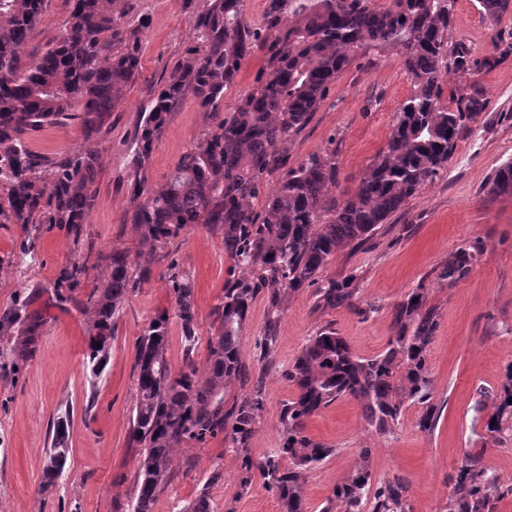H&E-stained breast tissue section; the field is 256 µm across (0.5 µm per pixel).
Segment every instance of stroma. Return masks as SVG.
Listing matches in <instances>:
<instances>
[{"instance_id": "obj_1", "label": "stroma", "mask_w": 512, "mask_h": 512, "mask_svg": "<svg viewBox=\"0 0 512 512\" xmlns=\"http://www.w3.org/2000/svg\"><path fill=\"white\" fill-rule=\"evenodd\" d=\"M118 6L131 15L147 16L149 26L142 35L140 73L124 88L101 137L85 140L79 121L73 120L45 127L30 142L33 150L49 156L88 146L100 152L102 170L83 241L75 242L64 228L44 225L34 255L24 257V225L0 224V312L24 301L47 319L36 352L20 374L0 372V512H131L133 504L139 462L129 439L134 346L158 311L174 307L166 266H154L126 299L102 378L94 386L86 367L90 315L79 302L105 279L97 253L117 248L133 257L139 250V235L128 220L132 204L123 157L142 105L164 83L192 31L184 0H119ZM68 10L66 0H47L25 55L40 53L60 34ZM508 32L512 15L494 25L477 0H457L448 41L464 44L473 57L481 58L492 53L497 35ZM475 82L488 101L485 118L459 141L446 173L422 186L381 226L374 248H341L322 273L326 280L357 274L361 301L379 305V312L365 320L344 309L317 312L309 288L286 299L275 367L266 377V404L251 441L256 459L279 443V411L294 394L282 372L318 325L335 323L355 354L376 355L391 334L392 304L458 247L476 238L486 244L468 278L452 285L435 283L429 289V303L440 314L429 353L434 396L442 406L436 429L429 434L419 431L421 409L413 405L388 439L365 429L361 407L354 400L342 399L322 409L309 421L308 432L336 453L306 478L308 512H319L363 448L373 451L375 479L400 474L409 480L414 512H439L463 450L480 445L470 412L476 390L496 386L512 363V196L495 197L485 190L493 169L512 158V56L474 77L451 74L443 86V101L470 93ZM411 90L396 51L356 55L290 143L293 161L335 150L341 186H354L384 146L399 105ZM206 122V113L192 98L171 114L146 172L150 186L165 184ZM166 250L194 283L203 337L194 359L202 367L212 312L224 296L229 266L224 239L207 225L195 224ZM74 258L85 260L87 272L74 293L75 303L62 307L54 302L53 289L61 269ZM63 404L72 413L67 477L61 485L46 488L42 469L49 431ZM215 470L221 478L213 482L209 475ZM239 470L240 459L223 437L202 446L185 445L176 453L173 476L154 512H177L204 486L215 512H281L277 498L261 483L241 492Z\"/></svg>"}]
</instances>
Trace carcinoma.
Wrapping results in <instances>:
<instances>
[{
  "label": "carcinoma",
  "mask_w": 512,
  "mask_h": 512,
  "mask_svg": "<svg viewBox=\"0 0 512 512\" xmlns=\"http://www.w3.org/2000/svg\"><path fill=\"white\" fill-rule=\"evenodd\" d=\"M59 37L35 56L22 49L41 20L45 0H0V224H49L66 228L75 240L93 206L91 187L102 157L94 149L48 156L30 147L48 125L78 120L84 137L99 135L120 94L138 76L147 23L116 7L118 0H69ZM457 0H265L260 23L245 17L244 0H188L192 42L173 63L157 94L140 112L126 167L132 188L130 223L141 250L132 263L124 251L97 256L107 278L86 297L92 308L87 366L103 372L115 319L164 252L192 224L224 236L230 261L224 299L215 307L217 326L208 338L204 369L193 358L200 340L191 276L174 259L166 274L174 314L164 310L137 337L130 443L139 449L133 512H154L172 474L174 454L184 444H204L219 434L240 457L239 488L256 478L275 493L283 512H307L305 475L335 453L308 433L310 419L341 399H353L371 432L394 436L403 408L418 405L417 427L432 431L440 406L434 400L429 365L440 315L429 304L425 280L394 302L387 346L374 356L353 353L345 337L327 322L308 337L294 363L283 372L293 398L279 411L278 448L261 459L251 440L264 409L267 371L272 365L286 296L314 288V308H343L363 318L378 312L360 305L357 275L319 285L321 271L346 245L370 246L381 225L404 208L425 184L445 173L460 138L485 111L478 89L442 100L453 72L476 75L512 55V40L498 37L494 53L473 58L448 44ZM498 21L512 15V0H478ZM392 47L408 74L412 92L399 106L398 121L385 147L353 188H341L336 150L292 161L286 144L308 125L332 83L351 58L370 48ZM263 67L249 90L228 111L224 90L238 78L249 56ZM208 112L197 141L182 154L166 183L155 190L145 172L167 118L188 98ZM275 188L266 193L271 180ZM493 196L512 195V158L494 169L486 185ZM265 199L264 209L253 203ZM476 238L456 249L430 272L440 284L465 279L485 254ZM86 273L74 262L55 283V300L74 301ZM267 303L266 320L254 343L255 362L242 357V332L258 296ZM181 328L185 364L173 373L166 358L170 317ZM44 319L15 305L0 314V335L14 336L0 349L3 365L17 370L36 350ZM236 385L231 404L225 389ZM512 363L502 382L481 388L471 406L472 427L499 445L512 432ZM70 413L53 423L43 468L44 487L66 472ZM486 448L464 452L447 502L439 512H498L512 495L485 465ZM411 484L401 475L373 478L371 449H360L357 464L333 488L321 512H413ZM177 512H214L207 489Z\"/></svg>",
  "instance_id": "1"
}]
</instances>
